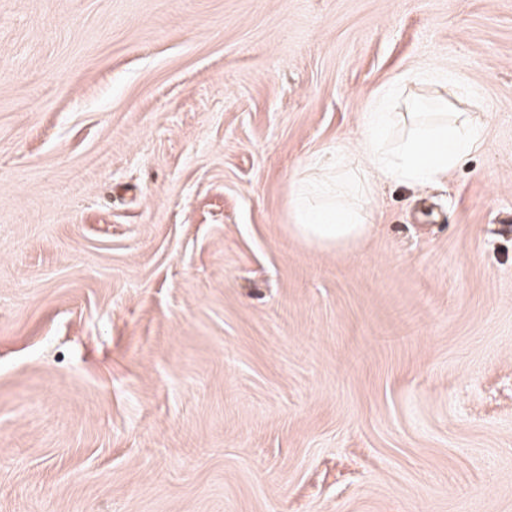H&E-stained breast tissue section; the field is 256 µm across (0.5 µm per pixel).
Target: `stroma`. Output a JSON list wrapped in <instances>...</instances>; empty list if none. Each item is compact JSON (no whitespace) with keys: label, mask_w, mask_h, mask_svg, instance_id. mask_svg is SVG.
Instances as JSON below:
<instances>
[{"label":"stroma","mask_w":512,"mask_h":512,"mask_svg":"<svg viewBox=\"0 0 512 512\" xmlns=\"http://www.w3.org/2000/svg\"><path fill=\"white\" fill-rule=\"evenodd\" d=\"M396 82L482 148L306 245ZM0 512H512V0H0Z\"/></svg>","instance_id":"obj_1"}]
</instances>
